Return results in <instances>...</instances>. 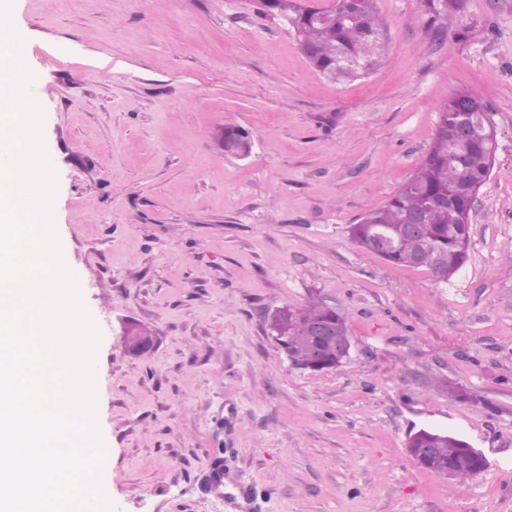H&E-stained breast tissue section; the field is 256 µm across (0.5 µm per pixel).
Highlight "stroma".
Segmentation results:
<instances>
[{"label": "stroma", "mask_w": 512, "mask_h": 512, "mask_svg": "<svg viewBox=\"0 0 512 512\" xmlns=\"http://www.w3.org/2000/svg\"><path fill=\"white\" fill-rule=\"evenodd\" d=\"M368 76L332 81L251 0H13L43 109L62 259L100 333L113 512H512V0H375ZM478 91L496 151L465 265L439 282L354 244ZM252 132L243 160L213 130ZM351 352L300 368L269 329L309 295ZM152 330L131 353L123 329ZM467 400H458V393ZM479 449L459 483L405 443Z\"/></svg>", "instance_id": "1"}]
</instances>
